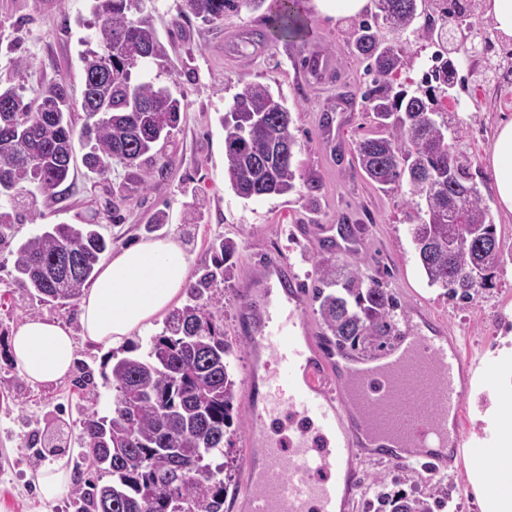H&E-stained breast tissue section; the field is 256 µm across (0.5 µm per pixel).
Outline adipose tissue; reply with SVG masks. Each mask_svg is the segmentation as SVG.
Returning a JSON list of instances; mask_svg holds the SVG:
<instances>
[{
  "label": "adipose tissue",
  "instance_id": "ef3b65f1",
  "mask_svg": "<svg viewBox=\"0 0 512 512\" xmlns=\"http://www.w3.org/2000/svg\"><path fill=\"white\" fill-rule=\"evenodd\" d=\"M502 210L512 214V119L502 122L489 160ZM190 280V264L172 238L139 242L117 253L80 300L84 336L106 347L125 344L152 320L171 309ZM10 352L16 366L34 384L66 377L75 365V342L60 322L30 318L14 331ZM494 387V412L476 414L485 434L481 458L468 479L481 512H512V346L496 347L482 367Z\"/></svg>",
  "mask_w": 512,
  "mask_h": 512
}]
</instances>
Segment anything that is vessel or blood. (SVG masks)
Listing matches in <instances>:
<instances>
[{
	"mask_svg": "<svg viewBox=\"0 0 512 512\" xmlns=\"http://www.w3.org/2000/svg\"><path fill=\"white\" fill-rule=\"evenodd\" d=\"M238 293L243 337L255 353H272L274 363L246 382L258 408L249 439L262 450L261 464L251 469L250 512H338L339 493L360 485L368 442L388 463L405 448L462 447L457 421L469 403L466 362L440 330H410L386 356L337 368L319 353L326 340L309 333L290 264L270 259ZM274 382L287 385L286 402L272 395ZM284 412L298 427L280 441L269 429Z\"/></svg>",
	"mask_w": 512,
	"mask_h": 512,
	"instance_id": "obj_1",
	"label": "vessel or blood"
}]
</instances>
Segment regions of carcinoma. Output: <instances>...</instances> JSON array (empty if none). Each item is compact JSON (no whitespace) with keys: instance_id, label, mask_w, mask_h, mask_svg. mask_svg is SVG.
<instances>
[{"instance_id":"cac0c4a2","label":"carcinoma","mask_w":512,"mask_h":512,"mask_svg":"<svg viewBox=\"0 0 512 512\" xmlns=\"http://www.w3.org/2000/svg\"><path fill=\"white\" fill-rule=\"evenodd\" d=\"M259 0H185L187 11L206 23L244 10ZM278 36L296 39L305 23L296 0H276ZM373 22L352 33L355 51L367 62L372 84L364 101L381 135L354 142L363 176L385 190L407 186L415 209L410 234L428 284L448 296L469 300L491 283L503 262L496 224L473 179L471 162L448 142V120L439 100L454 86L457 67L448 57L433 21L418 24L417 0H387ZM135 0H93L95 47L80 54L83 109L87 121L75 135L64 88L51 89L32 104L22 87L0 81V225L20 221L16 201L55 197L68 181L76 144L83 163L103 178L112 165L134 169L147 182L163 172L156 144L178 128L181 102L158 82L166 56L148 14L133 16ZM387 27L438 47L423 73L425 89L394 86L402 50L385 46ZM224 127V177L245 200L280 196L295 189L293 158L279 147L298 143L292 115L282 96L262 84L236 94L220 118ZM110 240L93 222L47 224L16 244L14 282L32 288L40 302L71 304L97 276ZM212 265L191 279L187 304L173 310L146 352L116 360L111 368L112 413L83 408L79 457L110 483H76L70 495L80 512H224V465L208 460L224 454L233 436L237 381L231 366L234 346L224 334L223 302L215 289L233 272L236 245L212 244ZM313 299L322 325L345 348L383 349L397 335V303L389 291L358 273L336 274L325 262ZM443 501L433 494L393 498L383 494L375 512H434Z\"/></svg>"}]
</instances>
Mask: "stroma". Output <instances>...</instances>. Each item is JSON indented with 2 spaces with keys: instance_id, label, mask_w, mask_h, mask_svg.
Returning a JSON list of instances; mask_svg holds the SVG:
<instances>
[{
  "instance_id": "1",
  "label": "stroma",
  "mask_w": 512,
  "mask_h": 512,
  "mask_svg": "<svg viewBox=\"0 0 512 512\" xmlns=\"http://www.w3.org/2000/svg\"><path fill=\"white\" fill-rule=\"evenodd\" d=\"M141 7L151 15L166 49L160 81L184 109L178 128L159 146L167 163L164 174L154 175L144 185L116 165L100 180L88 176L81 160H74L59 196L38 197L34 219L0 231V512H78L70 495L42 499L30 476L58 459L73 461L78 454L82 392L70 376L48 384L27 381L9 353L18 325L29 318H48L78 335L75 367L90 372L99 414L112 411V386L103 377L110 352L81 339L78 304L40 303L33 289L13 282L15 245L37 234L42 225L97 219L116 253L143 240L173 237L194 273L211 265L214 240L234 241V276L220 292L224 331L236 343L232 364L241 384L254 358L235 328L238 285L270 256L290 263L302 282H312L325 261L334 263L339 272L374 278L396 298L402 321L412 302H419L460 344L474 367L484 363L503 328H512V215L498 209L487 169L496 127L512 118V40L494 44L487 63L496 69L495 78L486 80L480 71L458 67L453 99L441 104L455 133V146L470 160L484 202L492 210L506 257L491 287L479 289L462 303L427 282L408 232L413 213L408 191H382L362 178L355 166L354 141L380 132L362 98L370 78L350 47L358 18L324 15L312 0H301L308 36L276 40L264 9L205 23L186 12L184 0H142ZM93 21L91 0H0V77L23 85L29 99L63 86L73 124L82 127L86 116L81 108L79 54ZM19 54L31 63L21 73L15 70ZM256 83L282 96L292 112L291 131L301 148L295 156V192L244 200L224 179V129L219 118L237 93ZM196 202L203 206V221L184 223L185 211ZM160 210L167 212L168 221L156 227L152 219ZM303 224L355 226L364 245L357 251H337L317 235L297 233V226ZM233 417L239 429L224 449L228 481L224 512H245L251 450L244 399H237ZM469 464L463 452L447 469L434 473L414 461L393 465L370 460L345 512H365V501L380 486L407 495L442 489L462 512H480L467 476Z\"/></svg>"
}]
</instances>
